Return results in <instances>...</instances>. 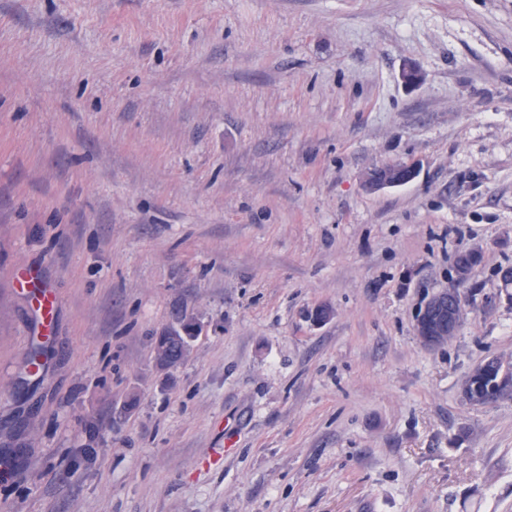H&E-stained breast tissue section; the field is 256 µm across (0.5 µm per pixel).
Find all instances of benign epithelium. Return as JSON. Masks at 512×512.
<instances>
[{
    "mask_svg": "<svg viewBox=\"0 0 512 512\" xmlns=\"http://www.w3.org/2000/svg\"><path fill=\"white\" fill-rule=\"evenodd\" d=\"M417 169L412 164H401L385 173L374 171L368 184L374 189L390 188L402 182L412 181ZM463 318V308L458 291L454 288L439 291L426 301L419 314L416 336L426 347H434L455 335Z\"/></svg>",
    "mask_w": 512,
    "mask_h": 512,
    "instance_id": "benign-epithelium-1",
    "label": "benign epithelium"
}]
</instances>
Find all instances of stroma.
I'll return each mask as SVG.
<instances>
[{
    "mask_svg": "<svg viewBox=\"0 0 512 512\" xmlns=\"http://www.w3.org/2000/svg\"><path fill=\"white\" fill-rule=\"evenodd\" d=\"M505 267L512 0H0V512H512ZM417 174V169L413 164H400L394 169L385 173L374 171L368 178V184L374 189H384L394 187L402 182L412 181ZM14 284L21 289H29L27 294L30 297L34 315L40 325L47 330L57 306V298L53 290L30 271L19 273L14 279ZM463 318L460 295L455 288L439 291L426 301L419 314L416 336L426 347H434L455 335ZM196 330V323L181 316L175 323L163 328L158 336H153L155 363L162 369H172L182 364Z\"/></svg>",
    "mask_w": 512,
    "mask_h": 512,
    "instance_id": "obj_1",
    "label": "stroma"
}]
</instances>
